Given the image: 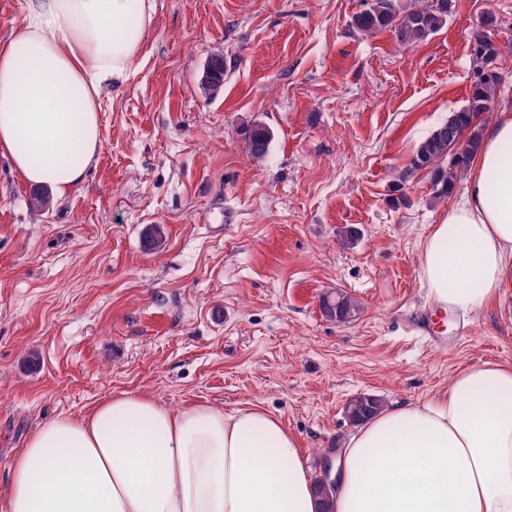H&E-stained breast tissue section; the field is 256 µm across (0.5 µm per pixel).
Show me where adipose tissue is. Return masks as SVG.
Listing matches in <instances>:
<instances>
[{"instance_id": "obj_1", "label": "adipose tissue", "mask_w": 512, "mask_h": 512, "mask_svg": "<svg viewBox=\"0 0 512 512\" xmlns=\"http://www.w3.org/2000/svg\"><path fill=\"white\" fill-rule=\"evenodd\" d=\"M153 0H25L0 40V155L64 200L103 147L100 99L142 55ZM465 194L422 243L428 299L512 303V109L485 125ZM0 512H320L300 444L261 408L179 410L144 393L43 424ZM333 512H512V367L483 363L383 408L334 465Z\"/></svg>"}]
</instances>
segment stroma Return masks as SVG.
I'll return each instance as SVG.
<instances>
[{
	"mask_svg": "<svg viewBox=\"0 0 512 512\" xmlns=\"http://www.w3.org/2000/svg\"><path fill=\"white\" fill-rule=\"evenodd\" d=\"M362 8L155 0L142 56L103 92L102 150L67 199L37 208L0 156V488L41 423L108 396L262 408L316 476L357 429L349 399L414 402L461 369L512 366L501 309L452 315L442 332L420 282L422 241L466 177L442 199L423 171L395 186L466 105L484 12L512 88V0H456L411 46L353 33ZM217 51L224 91L207 99L198 82ZM255 121L272 133L260 160L245 142ZM348 227L360 237L345 249ZM334 290L360 301L356 321L323 313Z\"/></svg>",
	"mask_w": 512,
	"mask_h": 512,
	"instance_id": "obj_1",
	"label": "stroma"
}]
</instances>
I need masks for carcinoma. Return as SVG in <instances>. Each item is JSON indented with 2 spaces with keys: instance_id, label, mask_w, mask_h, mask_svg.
I'll use <instances>...</instances> for the list:
<instances>
[{
  "instance_id": "1",
  "label": "carcinoma",
  "mask_w": 512,
  "mask_h": 512,
  "mask_svg": "<svg viewBox=\"0 0 512 512\" xmlns=\"http://www.w3.org/2000/svg\"><path fill=\"white\" fill-rule=\"evenodd\" d=\"M454 7L453 0H364V8L352 17L351 27L358 33L371 36L383 30H392L397 39L407 45L426 40L441 30ZM498 25L496 16L488 12L482 18L481 29L473 35L472 47L474 81L466 108L448 116L416 148L410 163L399 172L398 182L405 184L419 171L433 174V193L445 198L453 189V181L463 174L472 154L480 143L481 114L490 111L503 92V78L498 75L499 52L493 40L485 38L483 28ZM224 88V70L211 76V81L200 82L198 89L206 98L218 96ZM469 130L462 153L454 152V139ZM247 148L252 157L266 156L272 140L269 128L254 123L245 132Z\"/></svg>"
}]
</instances>
